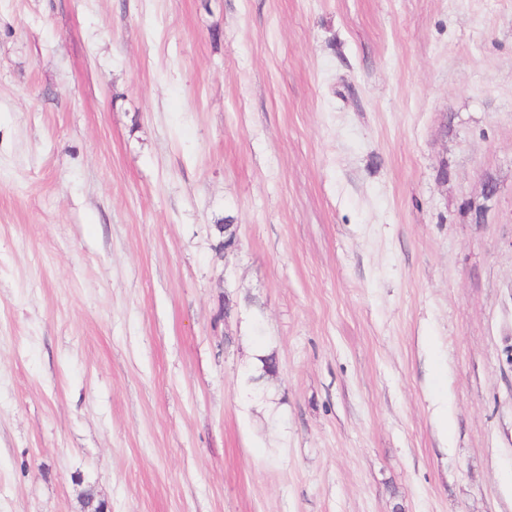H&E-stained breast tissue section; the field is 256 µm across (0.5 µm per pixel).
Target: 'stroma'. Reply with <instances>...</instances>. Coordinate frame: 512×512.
Listing matches in <instances>:
<instances>
[{
	"label": "stroma",
	"instance_id": "stroma-1",
	"mask_svg": "<svg viewBox=\"0 0 512 512\" xmlns=\"http://www.w3.org/2000/svg\"><path fill=\"white\" fill-rule=\"evenodd\" d=\"M88 488L512 512V0H0V512Z\"/></svg>",
	"mask_w": 512,
	"mask_h": 512
}]
</instances>
